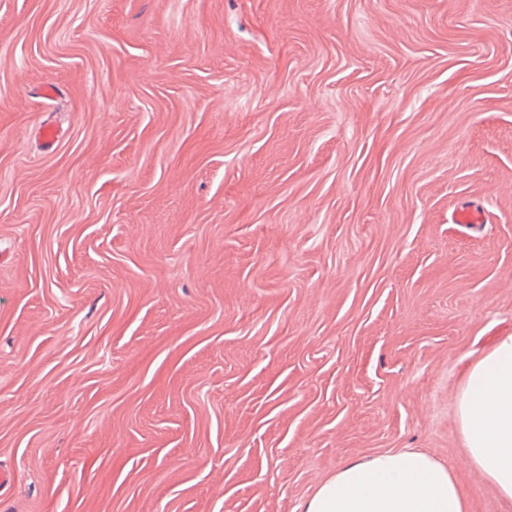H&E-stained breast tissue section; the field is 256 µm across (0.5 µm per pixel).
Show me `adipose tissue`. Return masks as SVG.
<instances>
[{
  "mask_svg": "<svg viewBox=\"0 0 512 512\" xmlns=\"http://www.w3.org/2000/svg\"><path fill=\"white\" fill-rule=\"evenodd\" d=\"M457 418L469 462L512 501V335L468 367ZM298 512H467V502L449 467L404 448L344 462Z\"/></svg>",
  "mask_w": 512,
  "mask_h": 512,
  "instance_id": "ef3b65f1",
  "label": "adipose tissue"
}]
</instances>
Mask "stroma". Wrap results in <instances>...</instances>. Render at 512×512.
Returning a JSON list of instances; mask_svg holds the SVG:
<instances>
[{
    "label": "stroma",
    "mask_w": 512,
    "mask_h": 512,
    "mask_svg": "<svg viewBox=\"0 0 512 512\" xmlns=\"http://www.w3.org/2000/svg\"><path fill=\"white\" fill-rule=\"evenodd\" d=\"M508 335L512 0H0V512H294L399 448L512 512L456 415Z\"/></svg>",
    "instance_id": "35a3bbf8"
}]
</instances>
